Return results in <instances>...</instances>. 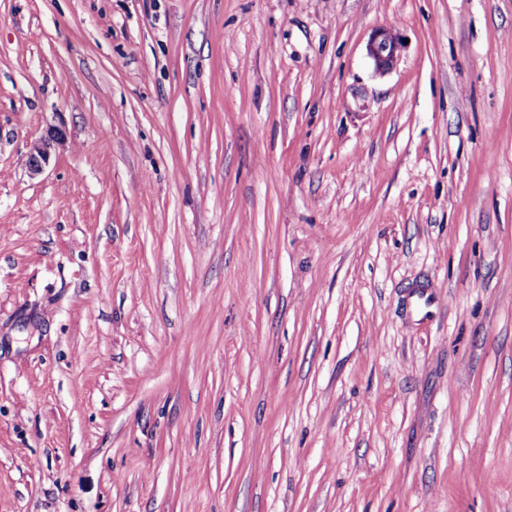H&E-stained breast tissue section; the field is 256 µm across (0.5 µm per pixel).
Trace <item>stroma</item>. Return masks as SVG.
Masks as SVG:
<instances>
[{
	"label": "stroma",
	"instance_id": "stroma-1",
	"mask_svg": "<svg viewBox=\"0 0 512 512\" xmlns=\"http://www.w3.org/2000/svg\"><path fill=\"white\" fill-rule=\"evenodd\" d=\"M0 512H512V0H0ZM399 34L391 28L383 27L374 31L367 43V54L373 60L375 68L384 72L393 65L401 48ZM66 139V131L62 126H53L45 136L40 137L31 145L27 165L32 176L39 175L49 164L52 150Z\"/></svg>",
	"mask_w": 512,
	"mask_h": 512
}]
</instances>
